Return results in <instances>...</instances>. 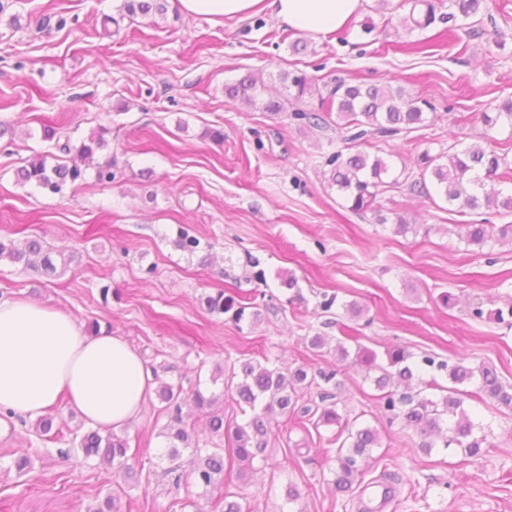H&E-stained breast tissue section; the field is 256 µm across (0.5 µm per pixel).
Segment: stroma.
Segmentation results:
<instances>
[{"mask_svg": "<svg viewBox=\"0 0 512 512\" xmlns=\"http://www.w3.org/2000/svg\"><path fill=\"white\" fill-rule=\"evenodd\" d=\"M122 6L0 0V237L39 236L77 256L53 279L5 268L0 298L34 300L83 326L98 321L102 334L122 337L147 364L164 366L162 381L187 392L210 388L216 365L244 355L272 366L333 365L328 348L308 343L317 333L329 344L341 336L340 325L315 314L326 294L364 309L342 317L358 331L349 350L381 356L396 344L474 368L489 363L512 385V328L470 315L475 304L512 298V244L466 245L458 227L478 214L452 211L403 186L378 202L405 218L407 233L352 212L324 163L342 148L343 130H301L287 114L224 94L225 84L250 73L280 95L279 75L288 71L321 83L340 76L402 86L432 102L437 116L399 138L364 143L397 174L416 171L420 154L442 153L454 142L512 144V129H486L480 118L512 97V0H490L480 17L484 38L431 27L439 42L433 54L410 50L418 35L403 27V10L386 12L377 0H363L360 14L390 18L385 33L367 35L354 23L328 38L298 35L266 14L218 24L183 13L179 0H169L163 18H126ZM47 15L63 16L65 26L42 28ZM107 16L115 24L104 25ZM299 39L307 49L296 53L290 44ZM102 128L118 159L112 184L90 173L75 192L59 196L18 181L29 159L52 151L45 130L77 144ZM214 130L223 131V141L211 139ZM183 227L199 238V254L175 247ZM252 257L265 282L250 280ZM290 277L302 294L293 303L284 284ZM262 286L275 298L251 328L201 303L221 290ZM446 292L455 305H443ZM466 390L465 406L487 433L485 453L469 459L436 448L427 455L411 429L377 417L372 382L359 366L346 365L338 408L380 433L367 478L391 479L392 498L381 512H512V409L475 399L474 385ZM51 416L49 435L21 419L0 438V512H87L112 493L120 512H220L219 491L188 478L177 488L169 483L167 470L187 460L164 454L159 431L167 417L157 398L121 432L136 460L132 479L95 458L64 459L62 450L86 425L64 399ZM330 433L303 418H278L267 466L245 483L226 476L228 490L242 494L244 512H280L291 483L303 512H360L332 488L334 456L323 445ZM23 448L33 455L21 474L12 460Z\"/></svg>", "mask_w": 512, "mask_h": 512, "instance_id": "obj_1", "label": "stroma"}]
</instances>
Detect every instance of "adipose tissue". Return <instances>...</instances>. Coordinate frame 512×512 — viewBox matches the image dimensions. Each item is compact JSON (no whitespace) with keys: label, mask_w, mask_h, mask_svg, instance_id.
<instances>
[{"label":"adipose tissue","mask_w":512,"mask_h":512,"mask_svg":"<svg viewBox=\"0 0 512 512\" xmlns=\"http://www.w3.org/2000/svg\"><path fill=\"white\" fill-rule=\"evenodd\" d=\"M183 12L220 23L269 12L299 31L328 36L359 13L362 0H179ZM140 355L121 337L88 336L67 313L0 298V411L35 419L66 399L84 422L119 430L151 389Z\"/></svg>","instance_id":"ef3b65f1"}]
</instances>
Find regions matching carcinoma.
Returning <instances> with one entry per match:
<instances>
[{"label":"carcinoma","instance_id":"carcinoma-1","mask_svg":"<svg viewBox=\"0 0 512 512\" xmlns=\"http://www.w3.org/2000/svg\"><path fill=\"white\" fill-rule=\"evenodd\" d=\"M168 0H124L123 9L128 16H163L167 13ZM409 7L404 22L410 31H423L440 22L453 31L458 18H469L487 9V0H400L397 7ZM448 12H443V8ZM281 81L285 88L294 91L292 97L262 99L265 86L248 74L233 83L224 85V94L264 112L277 115L287 111L288 104L307 97L318 96V106L311 109L295 108L289 118L298 128L344 129V143L349 153L336 151L326 158L331 181L346 195L349 208L356 212L370 211L377 223H387V217L377 206V198L388 188L398 184L389 180L391 165L381 156L370 155L359 149L361 142L376 136L394 137L408 132L426 121V112L435 111L427 100L406 95L400 87L353 83L341 77L319 88L316 81L302 73H284ZM485 126L497 125L512 128V97L493 107V112L482 113ZM105 131L73 145L70 141L56 142L58 154L34 156L18 171L24 183H31L50 194H62L78 189L85 180L86 167L93 166L97 181L111 183L115 174L114 157L104 162L96 156L107 149ZM54 163H48V159ZM419 173L412 176L408 190L418 196H431L436 191L459 211L486 210L488 216L512 213V190L505 191L497 183L512 180V164L508 153L492 145L474 143L460 148L448 145V153L432 155L422 153L417 159ZM461 239L469 245L484 247L492 240L512 243V224L496 225L486 218L479 224L461 225ZM175 245L191 255L198 252L200 240L186 231L178 234ZM74 257L57 259L53 250L39 238L22 242L0 239V264L32 267L42 275L56 278L65 272ZM209 312L229 314L232 321L241 324L247 320L254 324L260 320L259 307L251 297L222 291L205 298ZM476 320L487 318L512 327V302L506 308L484 310L479 303L471 309ZM385 363L377 362L376 354L357 350L356 360L374 373L376 412L389 422L399 421L415 431L420 439L418 448L429 453L434 448L459 449L469 457L482 454L486 436L476 433L479 428L470 412L464 407L465 391L460 386L479 377L478 396L487 397L498 406L512 409V386L502 383L495 369L481 367L477 370L464 361L450 363L433 354L423 353L419 359L399 345L387 348ZM158 385L156 397L168 421L160 432L168 442L170 460L180 457V449L190 451V477L210 489L224 486V470L238 466V478L248 480L254 462H267L271 433V416H315V425H335L338 431L327 439L336 446V470L333 484L336 493L345 495L353 491L357 481L365 478L372 449L380 445L379 433L369 425L342 421L336 410L335 390L341 386L337 379L339 369L305 366L286 368L269 367L251 358H241L233 363L230 375H224V366L216 367L211 376L212 384H221L219 393L205 394L192 390L190 401L194 408L209 415L211 438L205 442L194 436L183 414V388L161 381L158 369L152 368ZM444 377L450 381L445 386L439 382ZM320 389L321 404L301 405L303 391ZM241 407L247 418L242 422H224V411H214L225 394ZM229 447L223 448L222 441ZM78 448L83 458L97 457L108 464H118L126 472L135 471L133 456L126 439L117 434L91 429L80 436Z\"/></svg>","mask_w":512,"mask_h":512}]
</instances>
